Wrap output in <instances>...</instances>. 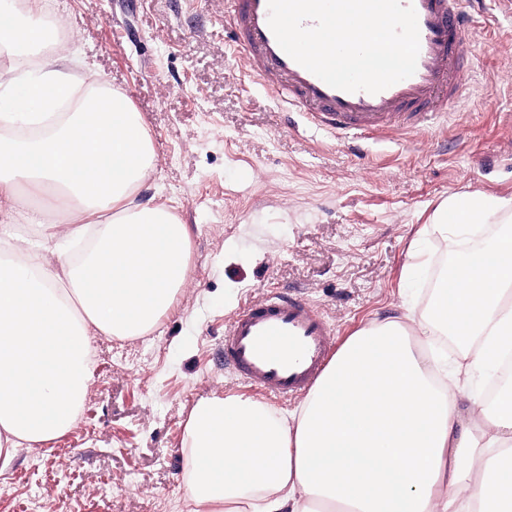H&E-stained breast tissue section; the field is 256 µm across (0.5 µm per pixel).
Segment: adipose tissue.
<instances>
[{
	"mask_svg": "<svg viewBox=\"0 0 512 512\" xmlns=\"http://www.w3.org/2000/svg\"><path fill=\"white\" fill-rule=\"evenodd\" d=\"M44 0L0 10V46L44 47L38 75L0 63V472L15 450L75 421L91 339L136 336L186 283L190 235L166 206L136 203L156 163L142 117L99 81L80 91L54 49ZM65 213L49 223L48 209ZM497 224L419 317L350 336L301 410L277 417L236 395L193 407L185 429L191 512H512V378L463 419L468 379L512 356V197L449 195L434 231ZM460 350L448 371L435 349Z\"/></svg>",
	"mask_w": 512,
	"mask_h": 512,
	"instance_id": "adipose-tissue-1",
	"label": "adipose tissue"
}]
</instances>
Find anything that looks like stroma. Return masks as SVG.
Masks as SVG:
<instances>
[{"label":"stroma","mask_w":512,"mask_h":512,"mask_svg":"<svg viewBox=\"0 0 512 512\" xmlns=\"http://www.w3.org/2000/svg\"><path fill=\"white\" fill-rule=\"evenodd\" d=\"M71 33L77 81L103 74L141 113L156 165L137 202L190 233L185 287L142 336L92 339L75 424L17 449L0 512H188L185 425L204 397L251 391L224 366V322L247 300L298 290L335 345L424 305L439 261L469 241L428 226L448 195L512 196V16L493 0L464 47L470 69L444 128L357 152L309 127L245 74L224 0H44ZM429 258L406 280L410 244Z\"/></svg>","instance_id":"obj_1"}]
</instances>
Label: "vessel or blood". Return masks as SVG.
I'll use <instances>...</instances> for the list:
<instances>
[{
	"label": "vessel or blood",
	"mask_w": 512,
	"mask_h": 512,
	"mask_svg": "<svg viewBox=\"0 0 512 512\" xmlns=\"http://www.w3.org/2000/svg\"><path fill=\"white\" fill-rule=\"evenodd\" d=\"M413 6L420 49L415 73L371 94L327 85L279 46L268 24V0H224V29L244 57L249 78L308 123L337 139L361 143L448 121L468 62L463 37L475 0H402ZM333 329L301 295L269 294L245 302L224 328V363L252 391L273 399L307 394L325 370Z\"/></svg>",
	"instance_id": "1"
}]
</instances>
